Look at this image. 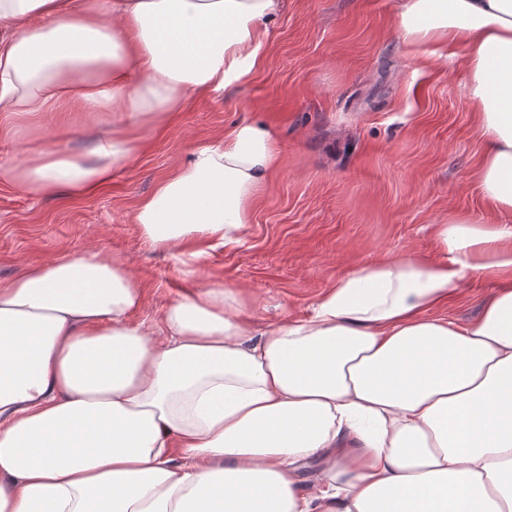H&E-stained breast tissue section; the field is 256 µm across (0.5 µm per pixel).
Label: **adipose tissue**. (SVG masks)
<instances>
[{
	"label": "adipose tissue",
	"instance_id": "ef3b65f1",
	"mask_svg": "<svg viewBox=\"0 0 512 512\" xmlns=\"http://www.w3.org/2000/svg\"><path fill=\"white\" fill-rule=\"evenodd\" d=\"M284 0H0V181L95 195L187 100L265 63ZM404 40L464 51L483 199L439 257L353 267L308 317L259 330L210 283L132 324L140 279L87 249L0 281V512H512V279L480 318L439 316L512 272V0H403ZM108 112L85 153L31 149L42 118ZM278 161L260 121L192 148L134 221L184 263L237 242ZM317 462L310 491L299 471ZM497 282L490 279H470L461 288H458L439 316H447L458 322H472L481 314L484 299L496 288Z\"/></svg>",
	"mask_w": 512,
	"mask_h": 512
}]
</instances>
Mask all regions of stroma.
Returning a JSON list of instances; mask_svg holds the SVG:
<instances>
[{
    "mask_svg": "<svg viewBox=\"0 0 512 512\" xmlns=\"http://www.w3.org/2000/svg\"><path fill=\"white\" fill-rule=\"evenodd\" d=\"M398 10L399 0H288L269 25L265 65L224 95L191 99L96 195L38 197L0 182V280L94 247L140 278V319L221 282L246 294L244 317L262 329L306 316L353 265L434 260L436 227L456 215L494 228L500 217L475 185L480 145L463 51L402 40ZM246 120L277 132L278 166L238 243L208 250L181 273L133 213L191 146ZM110 121L94 112L61 132L50 118L29 144L83 151ZM496 286L467 281L444 316L477 320Z\"/></svg>",
    "mask_w": 512,
    "mask_h": 512,
    "instance_id": "obj_1",
    "label": "stroma"
}]
</instances>
